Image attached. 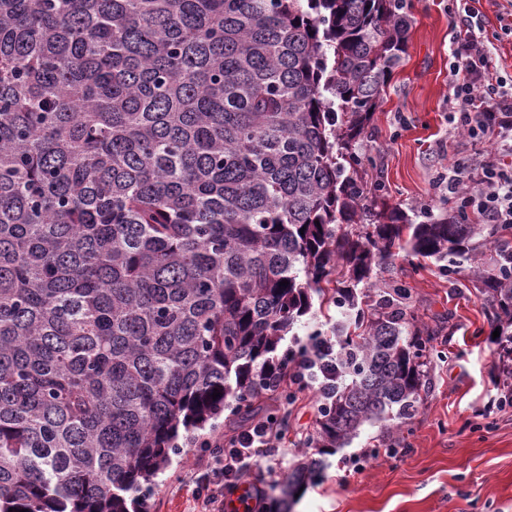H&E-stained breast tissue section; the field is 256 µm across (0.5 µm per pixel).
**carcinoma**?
<instances>
[{
    "mask_svg": "<svg viewBox=\"0 0 512 512\" xmlns=\"http://www.w3.org/2000/svg\"><path fill=\"white\" fill-rule=\"evenodd\" d=\"M410 28L405 0H0V512H149L192 433L260 418L317 302L336 383L276 486L291 512L307 449L421 402L408 289L360 298L401 252L483 285L512 393V225L486 268V225L359 176Z\"/></svg>",
    "mask_w": 512,
    "mask_h": 512,
    "instance_id": "cac0c4a2",
    "label": "carcinoma"
}]
</instances>
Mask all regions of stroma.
Returning <instances> with one entry per match:
<instances>
[{
    "label": "stroma",
    "mask_w": 512,
    "mask_h": 512,
    "mask_svg": "<svg viewBox=\"0 0 512 512\" xmlns=\"http://www.w3.org/2000/svg\"><path fill=\"white\" fill-rule=\"evenodd\" d=\"M407 4L408 50L359 150L374 161L364 174L367 185L383 182L401 209L435 210L445 207L436 183L449 164L491 144L459 137L449 122V68L457 47L453 0ZM477 8L497 71L512 80V0H479ZM394 280L405 283L417 315L438 331L424 401L402 431L367 426L327 456V468L299 491L293 512H512V404L503 399L495 324L481 283L465 273L448 279L427 260L415 267L400 258L374 267L370 276L379 288ZM316 418L311 389L290 407L283 454L271 468L255 470L251 481L268 489L279 483ZM391 446L399 449L393 458L384 453ZM372 448L378 454L362 472L344 473V458ZM191 462L188 455L174 458L152 492V512H198L196 492L185 481Z\"/></svg>",
    "instance_id": "1"
}]
</instances>
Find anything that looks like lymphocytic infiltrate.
<instances>
[{
    "label": "lymphocytic infiltrate",
    "mask_w": 512,
    "mask_h": 512,
    "mask_svg": "<svg viewBox=\"0 0 512 512\" xmlns=\"http://www.w3.org/2000/svg\"><path fill=\"white\" fill-rule=\"evenodd\" d=\"M458 16L464 25L449 80V109L457 116V129L473 139H497L500 151L487 153L478 168L457 161L448 169L446 188L462 216L486 224H512V166L503 153L512 154V85L497 74L488 39L482 28L469 21V0H459ZM332 353L330 342L309 347L301 357H282L269 373L272 382H288L296 391L310 388V373L326 370ZM286 433L278 417L271 416L232 437L195 440L198 447L188 475L196 489L202 512H224L240 506L243 512H260V494L248 492L247 473L281 455Z\"/></svg>",
    "instance_id": "f902f5d3"
}]
</instances>
